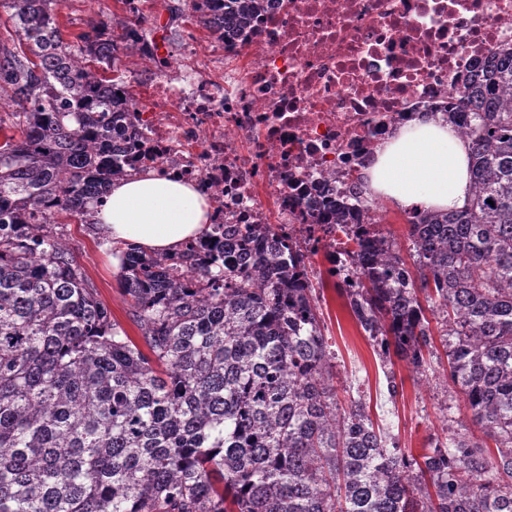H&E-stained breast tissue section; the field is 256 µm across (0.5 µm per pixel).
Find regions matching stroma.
Here are the masks:
<instances>
[{
	"mask_svg": "<svg viewBox=\"0 0 512 512\" xmlns=\"http://www.w3.org/2000/svg\"><path fill=\"white\" fill-rule=\"evenodd\" d=\"M102 15L111 18L113 25H120L126 17L125 7L120 0H61L55 19L62 33L67 34L86 30L90 20ZM55 230L97 286L99 297L110 308L113 318L125 324L130 336H138L137 327L128 322L111 243L99 238L85 224H59ZM308 262L315 277L323 281L321 319L336 355L335 384L340 400H347L349 385H358L373 418L391 424L402 445L415 451L431 439L444 437L450 429L480 436L479 427L472 422L471 413L453 384L429 372H415L399 361L391 366L382 363L357 327L346 293L337 288L335 279L326 276L323 255H309ZM391 378L398 385V394L393 398L387 392V381Z\"/></svg>",
	"mask_w": 512,
	"mask_h": 512,
	"instance_id": "1",
	"label": "stroma"
}]
</instances>
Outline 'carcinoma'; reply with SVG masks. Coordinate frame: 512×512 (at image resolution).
<instances>
[{
    "mask_svg": "<svg viewBox=\"0 0 512 512\" xmlns=\"http://www.w3.org/2000/svg\"><path fill=\"white\" fill-rule=\"evenodd\" d=\"M61 0H0V512H512V44L444 110L471 145L454 213L406 211L353 240L338 286L386 361L425 373L446 356L471 419L495 444L448 432L415 455L344 407L306 248L253 224H211L173 253L112 247L138 345L52 225L97 228L127 176L118 142L137 110L117 71L156 33L142 15L65 40ZM216 42L266 0H189ZM335 223L383 215L365 193Z\"/></svg>",
    "mask_w": 512,
    "mask_h": 512,
    "instance_id": "obj_1",
    "label": "carcinoma"
}]
</instances>
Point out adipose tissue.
<instances>
[{
  "label": "adipose tissue",
  "instance_id": "adipose-tissue-1",
  "mask_svg": "<svg viewBox=\"0 0 512 512\" xmlns=\"http://www.w3.org/2000/svg\"><path fill=\"white\" fill-rule=\"evenodd\" d=\"M368 193L402 210L452 212L471 194L470 151L442 115L421 112L379 145L364 172ZM206 198L189 183L141 173L115 182L100 210L104 239L149 253L201 236Z\"/></svg>",
  "mask_w": 512,
  "mask_h": 512
}]
</instances>
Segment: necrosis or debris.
<instances>
[{"label": "necrosis or debris", "instance_id": "1", "mask_svg": "<svg viewBox=\"0 0 512 512\" xmlns=\"http://www.w3.org/2000/svg\"><path fill=\"white\" fill-rule=\"evenodd\" d=\"M511 41L512 0H269L243 69L211 75L189 36L137 51L154 106L129 161L196 185L214 223L273 220L301 239L412 107L447 105Z\"/></svg>", "mask_w": 512, "mask_h": 512}]
</instances>
